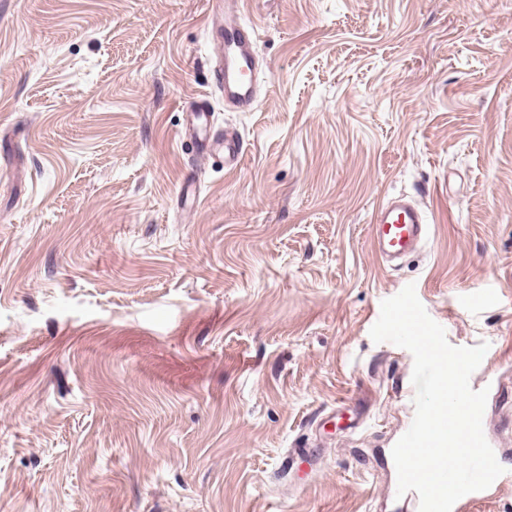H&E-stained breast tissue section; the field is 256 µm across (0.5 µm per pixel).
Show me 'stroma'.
Returning <instances> with one entry per match:
<instances>
[{"instance_id": "obj_1", "label": "stroma", "mask_w": 512, "mask_h": 512, "mask_svg": "<svg viewBox=\"0 0 512 512\" xmlns=\"http://www.w3.org/2000/svg\"><path fill=\"white\" fill-rule=\"evenodd\" d=\"M213 6L0 0V512H410L414 359L370 330L411 283L488 343L512 458V0H245L247 112ZM200 99L239 167L179 140ZM398 194L429 233L391 270ZM214 11L223 21L213 23L222 39L223 58L214 68V77L224 91V103L248 111L257 97L258 69L253 30L240 24L241 0L216 2ZM370 235L375 251L385 260H399L417 252L428 235L425 217L414 204L399 195L373 213Z\"/></svg>"}]
</instances>
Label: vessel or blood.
Listing matches in <instances>:
<instances>
[{
    "instance_id": "obj_1",
    "label": "vessel or blood",
    "mask_w": 512,
    "mask_h": 512,
    "mask_svg": "<svg viewBox=\"0 0 512 512\" xmlns=\"http://www.w3.org/2000/svg\"><path fill=\"white\" fill-rule=\"evenodd\" d=\"M240 13L241 0H220L215 15L220 20L223 56L215 65L214 77L224 91L225 104L247 111L256 102L258 69L254 33L239 23ZM370 235L383 259L399 260L419 250L428 235V225L422 211L400 195L375 210ZM505 480H512V469L487 489L461 497L452 512H464L465 507L493 496Z\"/></svg>"
}]
</instances>
